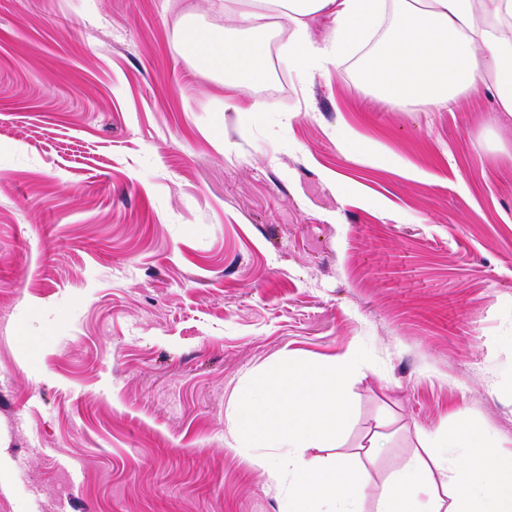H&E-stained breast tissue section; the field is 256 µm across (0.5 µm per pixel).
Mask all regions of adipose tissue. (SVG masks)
<instances>
[{
	"instance_id": "adipose-tissue-1",
	"label": "adipose tissue",
	"mask_w": 512,
	"mask_h": 512,
	"mask_svg": "<svg viewBox=\"0 0 512 512\" xmlns=\"http://www.w3.org/2000/svg\"><path fill=\"white\" fill-rule=\"evenodd\" d=\"M251 35L228 40L220 29L180 26L176 53L210 77L236 88L261 82L275 20L291 33L283 50L300 81L365 48V85L381 99L449 109L483 90L512 116V0H225ZM327 14L335 28L311 39L309 19ZM392 28L377 31L384 16ZM434 462L406 458L383 486L375 512H512V454L501 455L487 434L460 423L432 436Z\"/></svg>"
}]
</instances>
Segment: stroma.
<instances>
[{"instance_id": "obj_1", "label": "stroma", "mask_w": 512, "mask_h": 512, "mask_svg": "<svg viewBox=\"0 0 512 512\" xmlns=\"http://www.w3.org/2000/svg\"><path fill=\"white\" fill-rule=\"evenodd\" d=\"M186 13L244 34L224 0H0V512H278L231 403L363 346L368 512L438 428L512 452V117L350 59L299 84L285 30L232 91L175 53Z\"/></svg>"}]
</instances>
